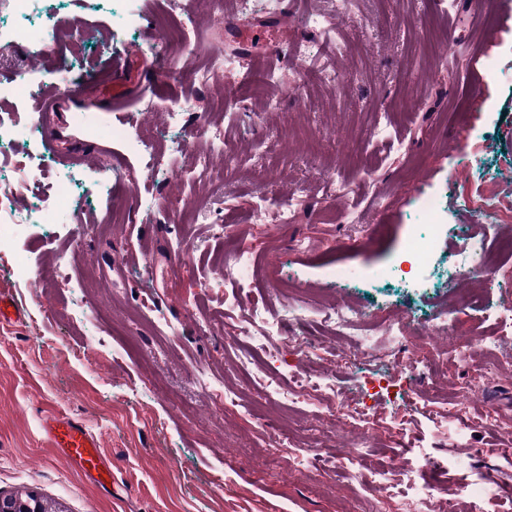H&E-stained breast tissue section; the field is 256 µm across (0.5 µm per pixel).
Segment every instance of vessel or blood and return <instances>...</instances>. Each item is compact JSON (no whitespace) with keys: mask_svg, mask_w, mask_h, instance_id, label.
<instances>
[{"mask_svg":"<svg viewBox=\"0 0 512 512\" xmlns=\"http://www.w3.org/2000/svg\"><path fill=\"white\" fill-rule=\"evenodd\" d=\"M24 309L10 289H0V324L23 323ZM43 431L50 447L56 448L65 458L100 486L112 481V469L100 450L99 442L83 421L73 417H52L46 420Z\"/></svg>","mask_w":512,"mask_h":512,"instance_id":"1","label":"vessel or blood"}]
</instances>
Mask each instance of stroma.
<instances>
[{"instance_id":"stroma-1","label":"stroma","mask_w":512,"mask_h":512,"mask_svg":"<svg viewBox=\"0 0 512 512\" xmlns=\"http://www.w3.org/2000/svg\"><path fill=\"white\" fill-rule=\"evenodd\" d=\"M447 3L443 10L437 0H351L333 51L302 26L308 13L328 11L330 0H299L284 29L248 42L232 0H34L30 21L56 18L63 26L40 50L54 84L37 79L29 97L0 101L17 140L13 156L0 159V183L16 190L10 208L29 213L37 201L30 188L44 175L81 179L104 163L113 178L110 193L81 198L56 223H31L0 240V283L26 313L24 325H0V494H33L57 512H397L373 477L350 478L344 452L359 448L389 480L410 471L420 484L437 486L444 512H468L475 499L488 501L490 512H512V425H452L435 436L428 418L414 414L402 437L381 422L365 431L343 415L329 417L328 395L284 407L239 371L243 345L231 337L251 330L252 308L271 317L288 302L303 306L302 320L283 324L281 335L309 342L308 358L275 348L286 385L298 370L314 379L329 369L337 381L352 378L335 366L322 319L339 306L358 308L383 349L384 325L408 318L409 357L451 354L480 335L482 346L464 364H449L446 380L402 376L394 389L440 400L464 386L472 391L466 418H512V341H500L494 313L512 305V258H502L479 307L462 308L465 286L448 280L470 240L493 249L512 240V223L492 222L471 205L488 184L512 205V0L483 11L472 0ZM188 4L194 14L186 24ZM161 21L178 30L179 41H155ZM62 39L73 50L64 68ZM434 39L453 51L428 50ZM216 45L284 72L307 46L313 70H334L338 79L262 86L241 67L199 88L183 73L208 66ZM116 55L126 59L118 79L128 95L117 107L109 93ZM461 72L467 85L457 82ZM177 104L186 105L189 125L232 143L238 162L228 166L217 156L195 180L172 179L186 135L168 126ZM53 107L58 136L51 142L31 125ZM82 114L105 128L162 133L154 156L163 170L146 180V158L123 142L86 135L76 122ZM377 124L383 135L369 140ZM365 140L375 161L370 172L361 164ZM176 193L204 195L205 216L168 213L163 201ZM264 196L295 202L294 223H279L274 211L253 223ZM431 197L440 212L436 252L419 286L408 288L384 271L409 268L403 245ZM219 223L228 230L216 238ZM179 239L208 247L176 265ZM300 241L306 250H297ZM228 250L250 253L262 267L241 306L224 302ZM338 265L350 272L340 284L329 276ZM58 275L64 287H41ZM146 303L172 330L141 318ZM440 309L449 333L422 339L423 323ZM208 378L259 407L260 421L217 403ZM52 415L81 418L100 437L111 486L47 445L41 425ZM271 425L309 449L304 463L295 462L294 450H275ZM422 448L444 467L421 466Z\"/></svg>"}]
</instances>
